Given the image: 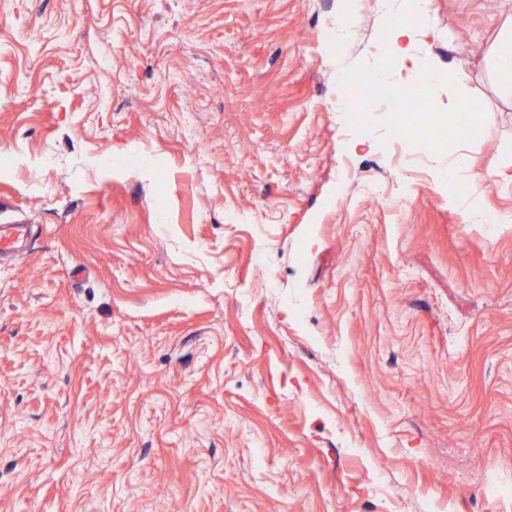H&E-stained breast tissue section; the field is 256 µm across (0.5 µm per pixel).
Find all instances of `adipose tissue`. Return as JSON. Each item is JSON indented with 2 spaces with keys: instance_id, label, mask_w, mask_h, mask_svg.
Instances as JSON below:
<instances>
[{
  "instance_id": "obj_1",
  "label": "adipose tissue",
  "mask_w": 512,
  "mask_h": 512,
  "mask_svg": "<svg viewBox=\"0 0 512 512\" xmlns=\"http://www.w3.org/2000/svg\"><path fill=\"white\" fill-rule=\"evenodd\" d=\"M501 7L506 16L488 49L485 66L497 97L512 104V0H501ZM386 11L390 22L374 47V57L379 64L378 81L393 95L398 86L390 79L391 65L413 52L428 0H388Z\"/></svg>"
}]
</instances>
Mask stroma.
<instances>
[{"instance_id": "35a3bbf8", "label": "stroma", "mask_w": 512, "mask_h": 512, "mask_svg": "<svg viewBox=\"0 0 512 512\" xmlns=\"http://www.w3.org/2000/svg\"><path fill=\"white\" fill-rule=\"evenodd\" d=\"M428 9L398 153L376 0H0V512H512L499 0ZM417 64L418 78L428 90H432L442 78V72L435 53L429 51L421 56H417ZM27 224H0V255L13 257L20 252L19 242L28 239Z\"/></svg>"}]
</instances>
